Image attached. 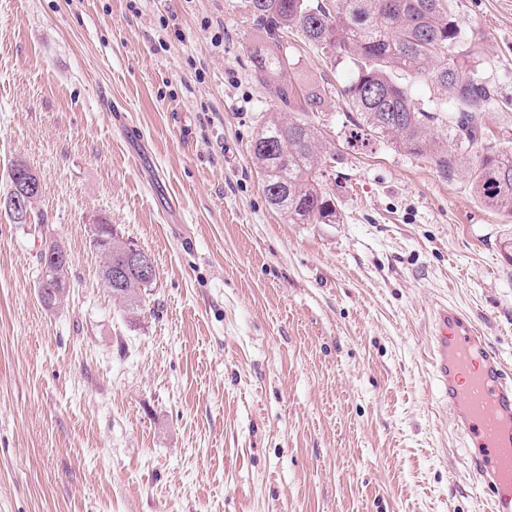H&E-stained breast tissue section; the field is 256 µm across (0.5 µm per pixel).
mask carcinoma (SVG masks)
Returning a JSON list of instances; mask_svg holds the SVG:
<instances>
[{"label": "carcinoma", "mask_w": 512, "mask_h": 512, "mask_svg": "<svg viewBox=\"0 0 512 512\" xmlns=\"http://www.w3.org/2000/svg\"><path fill=\"white\" fill-rule=\"evenodd\" d=\"M246 14L259 39L250 51L251 73L267 96L283 107L317 111L322 94L301 93L289 75L286 32L296 29L327 54L348 57L354 73L343 89L357 113L351 137L363 143L389 141L404 151L430 158L443 172H462L474 194L489 208L512 216V151L473 150L486 135L493 89L464 49L449 0H246ZM436 88L432 111L416 107L413 83ZM448 113L451 137L431 133L440 113ZM269 204L293 224H336V195L323 184L324 135L303 118L267 115L250 144ZM93 247L104 257L101 281L128 312L141 310V291L151 279L130 272L109 279V269L124 262L130 241L109 224L97 225ZM56 240L37 254L41 301L53 308L69 290L70 261L46 262L64 254Z\"/></svg>", "instance_id": "1"}]
</instances>
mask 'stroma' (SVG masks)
<instances>
[{"mask_svg":"<svg viewBox=\"0 0 512 512\" xmlns=\"http://www.w3.org/2000/svg\"><path fill=\"white\" fill-rule=\"evenodd\" d=\"M244 0H0V512H489L439 403L430 313L455 305L512 366V216L459 173L362 147L352 65L288 33L324 90L336 224H293L250 144L275 106L250 77ZM512 149V0H452ZM152 256L130 317L96 225ZM70 255L46 309L36 255ZM30 175V176H29ZM17 176V186L13 195L4 199L1 197L0 204L20 208L31 196L38 195L41 190L40 181L33 177V174Z\"/></svg>","mask_w":512,"mask_h":512,"instance_id":"stroma-1","label":"stroma"}]
</instances>
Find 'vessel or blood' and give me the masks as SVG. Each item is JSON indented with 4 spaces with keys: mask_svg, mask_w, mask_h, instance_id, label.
<instances>
[{
    "mask_svg": "<svg viewBox=\"0 0 512 512\" xmlns=\"http://www.w3.org/2000/svg\"><path fill=\"white\" fill-rule=\"evenodd\" d=\"M440 401L471 447L470 468L491 512H512V373L481 329L451 306L433 315Z\"/></svg>",
    "mask_w": 512,
    "mask_h": 512,
    "instance_id": "vessel-or-blood-1",
    "label": "vessel or blood"
}]
</instances>
